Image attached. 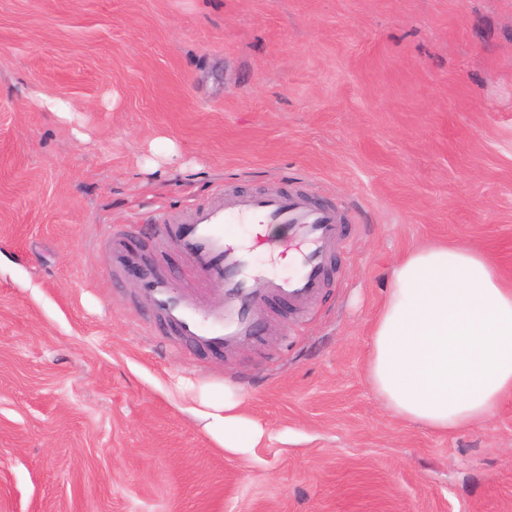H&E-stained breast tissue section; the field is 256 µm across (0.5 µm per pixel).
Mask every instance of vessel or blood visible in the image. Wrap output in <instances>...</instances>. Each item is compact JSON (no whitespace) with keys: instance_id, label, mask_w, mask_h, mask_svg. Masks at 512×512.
<instances>
[{"instance_id":"vessel-or-blood-1","label":"vessel or blood","mask_w":512,"mask_h":512,"mask_svg":"<svg viewBox=\"0 0 512 512\" xmlns=\"http://www.w3.org/2000/svg\"><path fill=\"white\" fill-rule=\"evenodd\" d=\"M240 224L284 227L276 249L284 254L289 243L298 244L296 271L277 278L255 265L253 255L266 239L257 233L238 236L235 228ZM156 230L188 258L219 301L202 304L194 293L173 287L150 267L143 268L138 279L142 296L180 338L221 349L260 338L261 298L281 297L300 307L314 301L342 226L334 208L313 203L304 193L265 191L218 195L191 206L180 220L157 224Z\"/></svg>"}]
</instances>
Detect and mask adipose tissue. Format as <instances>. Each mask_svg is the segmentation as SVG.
<instances>
[{
    "instance_id": "obj_1",
    "label": "adipose tissue",
    "mask_w": 512,
    "mask_h": 512,
    "mask_svg": "<svg viewBox=\"0 0 512 512\" xmlns=\"http://www.w3.org/2000/svg\"><path fill=\"white\" fill-rule=\"evenodd\" d=\"M371 331L367 380L395 415L440 433L492 416L512 395V284L480 251H409L386 277ZM207 426L245 453L262 428L240 410L231 384L206 398Z\"/></svg>"
}]
</instances>
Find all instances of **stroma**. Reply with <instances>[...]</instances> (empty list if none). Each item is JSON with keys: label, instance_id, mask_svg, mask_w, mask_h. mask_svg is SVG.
Segmentation results:
<instances>
[{"label": "stroma", "instance_id": "stroma-1", "mask_svg": "<svg viewBox=\"0 0 512 512\" xmlns=\"http://www.w3.org/2000/svg\"><path fill=\"white\" fill-rule=\"evenodd\" d=\"M227 188L345 220L315 302L215 351L136 289L186 257L106 238ZM442 244L512 281V0H0V512H512V399L437 433L367 382L386 269ZM204 404L212 410L202 413L209 419L207 427L224 433L225 450L245 453L259 445L263 429L240 411L241 392L236 386L225 384L223 392L207 397Z\"/></svg>", "mask_w": 512, "mask_h": 512}]
</instances>
